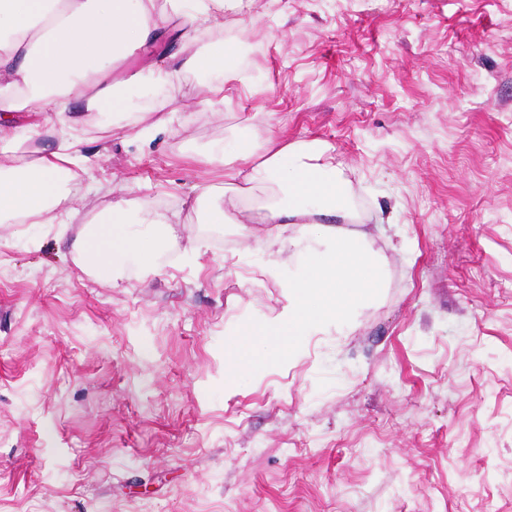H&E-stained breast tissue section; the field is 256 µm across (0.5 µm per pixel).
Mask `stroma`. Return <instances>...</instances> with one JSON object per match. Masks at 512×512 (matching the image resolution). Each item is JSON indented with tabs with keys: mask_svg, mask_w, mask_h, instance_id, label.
<instances>
[{
	"mask_svg": "<svg viewBox=\"0 0 512 512\" xmlns=\"http://www.w3.org/2000/svg\"><path fill=\"white\" fill-rule=\"evenodd\" d=\"M223 39L83 114L73 223L0 226V512H512V0H254ZM271 137L327 148L384 287L233 375L271 227L185 202ZM136 198L182 222L99 280L73 244Z\"/></svg>",
	"mask_w": 512,
	"mask_h": 512,
	"instance_id": "35a3bbf8",
	"label": "stroma"
}]
</instances>
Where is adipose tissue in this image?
I'll return each mask as SVG.
<instances>
[{
	"instance_id": "ef3b65f1",
	"label": "adipose tissue",
	"mask_w": 512,
	"mask_h": 512,
	"mask_svg": "<svg viewBox=\"0 0 512 512\" xmlns=\"http://www.w3.org/2000/svg\"><path fill=\"white\" fill-rule=\"evenodd\" d=\"M246 0H0V153L16 152L22 142L15 116L41 115L32 138L79 121L78 108L94 111L120 106L127 80L115 73L138 55L159 80L173 82V61L185 66L223 68L236 55L234 46L197 50L224 25L225 14L240 13ZM82 143L73 139L56 149H29L22 166L0 177V223H66L80 211L76 198L57 190L61 175L71 174ZM238 182L229 207L215 206L218 223L241 218L274 225L266 247V271L277 276L281 256L295 246L289 225H304L310 236L328 241L326 249L308 250L299 274L288 283L287 306L279 318L245 329L231 355L236 368L254 366L264 345L291 353L303 336L329 321L344 322L384 286L383 269L365 235L351 231L355 216L339 171L317 142L268 139L263 152L241 143L235 149ZM129 206L116 205L104 223L79 240L82 261L97 276L114 282L130 252L150 269L153 248L130 230Z\"/></svg>"
}]
</instances>
